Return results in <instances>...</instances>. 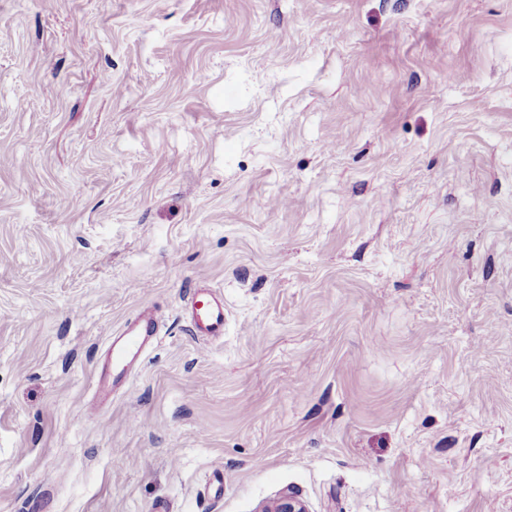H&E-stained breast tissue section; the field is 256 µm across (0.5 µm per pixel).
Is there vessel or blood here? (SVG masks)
I'll list each match as a JSON object with an SVG mask.
<instances>
[{
  "instance_id": "obj_1",
  "label": "vessel or blood",
  "mask_w": 512,
  "mask_h": 512,
  "mask_svg": "<svg viewBox=\"0 0 512 512\" xmlns=\"http://www.w3.org/2000/svg\"><path fill=\"white\" fill-rule=\"evenodd\" d=\"M189 316L196 335L210 338L224 333V296L204 285L190 291ZM159 323L153 311L145 309L127 320L109 336L100 357L95 380L98 407L111 403L114 394L130 388L132 374L159 340Z\"/></svg>"
}]
</instances>
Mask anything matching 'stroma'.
Masks as SVG:
<instances>
[{
	"label": "stroma",
	"instance_id": "obj_1",
	"mask_svg": "<svg viewBox=\"0 0 512 512\" xmlns=\"http://www.w3.org/2000/svg\"><path fill=\"white\" fill-rule=\"evenodd\" d=\"M286 492L512 512V0H0V512ZM189 316L197 336H224V295L204 285L191 288ZM159 323L153 311L144 309L108 337L95 379L96 408L112 401L118 391L130 389L132 374L159 340Z\"/></svg>",
	"mask_w": 512,
	"mask_h": 512
}]
</instances>
